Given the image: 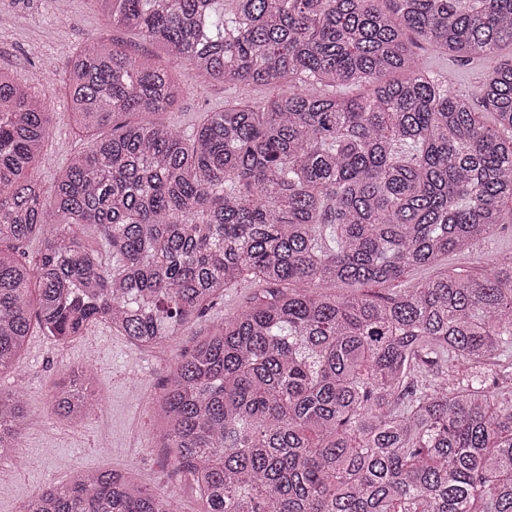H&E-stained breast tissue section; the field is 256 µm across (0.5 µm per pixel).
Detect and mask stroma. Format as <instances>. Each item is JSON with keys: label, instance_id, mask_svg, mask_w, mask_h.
<instances>
[{"label": "stroma", "instance_id": "1", "mask_svg": "<svg viewBox=\"0 0 512 512\" xmlns=\"http://www.w3.org/2000/svg\"><path fill=\"white\" fill-rule=\"evenodd\" d=\"M118 42L139 56L155 55L154 45L112 27L95 0H71L67 16H57L52 0H0V71H8L36 94L44 96L53 114L51 134L44 146L46 160L39 171L44 187H51L60 166L83 147L68 117L64 95L51 91V79L66 69L71 51L91 37ZM417 53L423 66L438 73L456 74V88L476 99L484 73L498 57L459 63L429 44ZM185 92L169 113L171 123L191 130L203 112L225 101L246 97L263 101L268 88L224 84L184 71ZM512 249V224H504L469 251L453 253L442 267L481 273L490 258ZM252 295L248 288H228L224 299L162 346L139 347L105 324H91L84 336L58 344L40 328H33L15 366L0 373V390L22 392L29 408V424L16 452L0 459V512H22L26 501L48 485L80 471L113 470L129 477L150 474L155 488L170 496L177 512H200L201 500L190 478L177 473L164 448L157 401L182 353L202 339L217 321L236 314ZM96 360L95 388L100 410L78 423L58 419L48 406V391L69 367L87 354Z\"/></svg>", "mask_w": 512, "mask_h": 512}]
</instances>
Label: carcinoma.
<instances>
[{"label": "carcinoma", "instance_id": "cac0c4a2", "mask_svg": "<svg viewBox=\"0 0 512 512\" xmlns=\"http://www.w3.org/2000/svg\"><path fill=\"white\" fill-rule=\"evenodd\" d=\"M97 2L161 55L72 52L55 82L87 143L48 191L51 113L0 71V372L34 320L63 343L104 322L160 346L243 285L159 399L201 512H512V249L487 275L397 287L512 224V58L475 102L416 57L512 47V0ZM181 67L271 94L183 132ZM130 113L151 120L115 121ZM94 380L88 358L51 412L90 415ZM28 417L0 391V454ZM22 512L174 509L148 477L93 471Z\"/></svg>", "mask_w": 512, "mask_h": 512}]
</instances>
